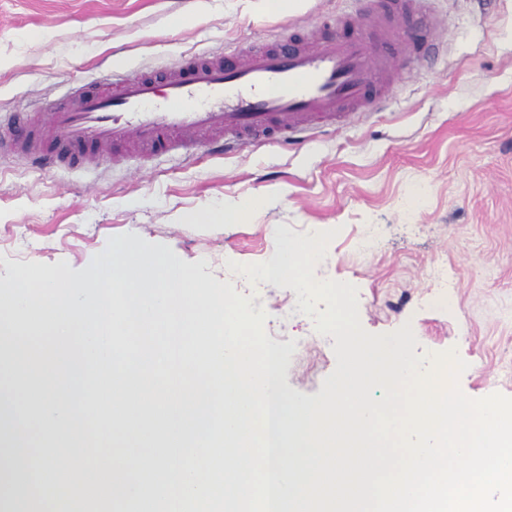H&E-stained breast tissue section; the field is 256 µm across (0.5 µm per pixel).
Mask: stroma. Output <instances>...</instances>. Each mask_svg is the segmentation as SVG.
I'll use <instances>...</instances> for the list:
<instances>
[{"label":"stroma","mask_w":512,"mask_h":512,"mask_svg":"<svg viewBox=\"0 0 512 512\" xmlns=\"http://www.w3.org/2000/svg\"><path fill=\"white\" fill-rule=\"evenodd\" d=\"M353 0H309L262 14L253 0H0V115L104 84L113 65L155 73L178 58L271 43L287 27L335 20ZM445 48L406 64L384 109L294 146L212 154L206 142L167 156L129 152L96 168L29 166L0 156V287L15 265L68 264L83 282L108 242L198 263L263 308L272 328L303 338L282 361L284 402L317 397L331 346L295 315L292 291L243 287L228 262H265L280 227L336 230L316 277L358 290L362 327L411 324L416 353L456 351L458 385L474 399L512 397V0H428ZM263 206L246 224L221 218L225 199ZM381 249L353 240L372 228ZM447 266L454 310L420 308L432 262Z\"/></svg>","instance_id":"stroma-1"}]
</instances>
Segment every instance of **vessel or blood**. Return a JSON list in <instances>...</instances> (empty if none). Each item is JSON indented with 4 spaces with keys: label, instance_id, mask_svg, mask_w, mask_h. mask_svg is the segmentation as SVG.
Wrapping results in <instances>:
<instances>
[{
    "label": "vessel or blood",
    "instance_id": "b4317fda",
    "mask_svg": "<svg viewBox=\"0 0 512 512\" xmlns=\"http://www.w3.org/2000/svg\"><path fill=\"white\" fill-rule=\"evenodd\" d=\"M424 0H364L327 35L289 31L276 45L221 56H184L153 74L112 71L111 84L74 91L39 118L0 120V153L63 168L91 167L102 151L135 144L159 156L209 137L217 149L303 142L318 129L381 108L400 64L442 45L433 24L391 42L397 17L421 14ZM39 129H32L31 120Z\"/></svg>",
    "mask_w": 512,
    "mask_h": 512
}]
</instances>
